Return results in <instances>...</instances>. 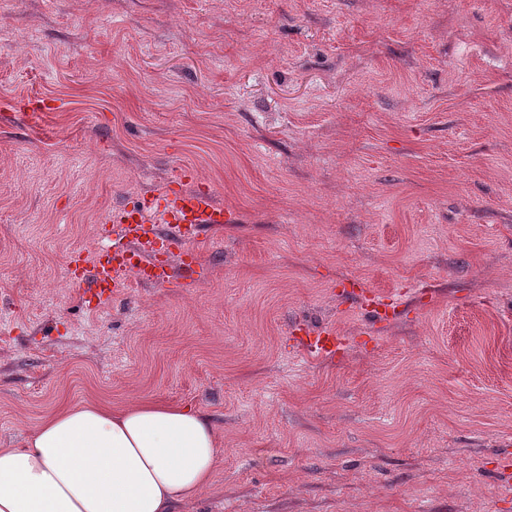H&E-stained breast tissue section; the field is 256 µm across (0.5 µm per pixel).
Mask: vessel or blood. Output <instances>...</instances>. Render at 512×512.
I'll use <instances>...</instances> for the list:
<instances>
[{"mask_svg":"<svg viewBox=\"0 0 512 512\" xmlns=\"http://www.w3.org/2000/svg\"><path fill=\"white\" fill-rule=\"evenodd\" d=\"M236 221L233 211L219 204L210 188H183L171 183L151 203L118 207L112 211V229L116 242L100 250L92 265H85L81 255L71 256L69 273L74 286L88 284L100 303H107L117 293L126 275L152 285H166L179 280L186 287L198 280L195 245L204 230L219 229ZM147 224L163 227L160 248L141 241L138 230ZM179 253V266H171L172 253Z\"/></svg>","mask_w":512,"mask_h":512,"instance_id":"obj_1","label":"vessel or blood"}]
</instances>
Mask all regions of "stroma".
<instances>
[{
    "mask_svg": "<svg viewBox=\"0 0 512 512\" xmlns=\"http://www.w3.org/2000/svg\"><path fill=\"white\" fill-rule=\"evenodd\" d=\"M181 175L198 282L81 296ZM149 398L221 437L177 512H512V0H0V448ZM317 335L313 347L321 355L335 353L343 343L342 336H336V331L328 326L318 330Z\"/></svg>",
    "mask_w": 512,
    "mask_h": 512,
    "instance_id": "1",
    "label": "stroma"
}]
</instances>
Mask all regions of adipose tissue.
<instances>
[{
  "instance_id": "adipose-tissue-1",
  "label": "adipose tissue",
  "mask_w": 512,
  "mask_h": 512,
  "mask_svg": "<svg viewBox=\"0 0 512 512\" xmlns=\"http://www.w3.org/2000/svg\"><path fill=\"white\" fill-rule=\"evenodd\" d=\"M218 448L196 407L77 405L0 448V512H175L210 486Z\"/></svg>"
}]
</instances>
